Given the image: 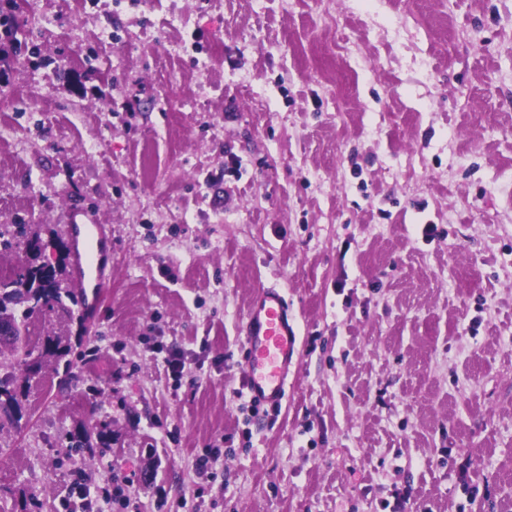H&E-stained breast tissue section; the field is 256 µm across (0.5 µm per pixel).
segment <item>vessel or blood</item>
<instances>
[{
	"mask_svg": "<svg viewBox=\"0 0 512 512\" xmlns=\"http://www.w3.org/2000/svg\"><path fill=\"white\" fill-rule=\"evenodd\" d=\"M75 244L74 270L81 281L103 287L101 272L103 228L70 225ZM248 345L246 388L252 399L275 407L286 396L288 376L298 364L296 317L283 294L264 288L252 298L245 324Z\"/></svg>",
	"mask_w": 512,
	"mask_h": 512,
	"instance_id": "1",
	"label": "vessel or blood"
}]
</instances>
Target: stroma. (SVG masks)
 Listing matches in <instances>:
<instances>
[{
    "mask_svg": "<svg viewBox=\"0 0 512 512\" xmlns=\"http://www.w3.org/2000/svg\"><path fill=\"white\" fill-rule=\"evenodd\" d=\"M0 14V224L103 225L109 281L35 325L93 353L0 431V512H512V0ZM272 287L299 325L275 411L243 332Z\"/></svg>",
    "mask_w": 512,
    "mask_h": 512,
    "instance_id": "obj_1",
    "label": "stroma"
}]
</instances>
